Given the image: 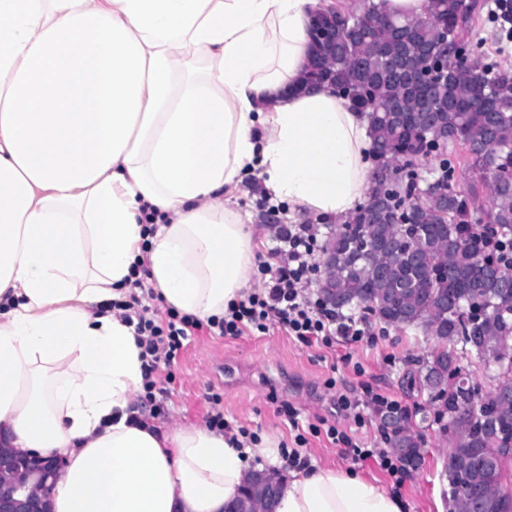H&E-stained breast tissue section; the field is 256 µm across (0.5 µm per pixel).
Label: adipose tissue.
<instances>
[{
	"label": "adipose tissue",
	"mask_w": 512,
	"mask_h": 512,
	"mask_svg": "<svg viewBox=\"0 0 512 512\" xmlns=\"http://www.w3.org/2000/svg\"><path fill=\"white\" fill-rule=\"evenodd\" d=\"M331 0H0V435L57 454L52 512H224L275 438L160 430L108 302L146 259L206 321L243 299L246 174L294 220L340 221L375 180L369 119L294 87ZM376 480L291 470L275 512H406Z\"/></svg>",
	"instance_id": "obj_1"
}]
</instances>
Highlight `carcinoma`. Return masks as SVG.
I'll use <instances>...</instances> for the list:
<instances>
[{
    "mask_svg": "<svg viewBox=\"0 0 512 512\" xmlns=\"http://www.w3.org/2000/svg\"><path fill=\"white\" fill-rule=\"evenodd\" d=\"M473 21L469 0H431L428 18L386 13L384 0L356 6L350 30L315 44L325 73L318 81L340 92L368 113L373 144L389 147V158L426 157L459 144L468 154L466 191L455 184V170L420 183L409 171L402 193L385 197L386 208L410 210L411 226L398 227L364 203L348 216V225L332 236L336 270L319 288L336 295L338 310L362 308L386 324L420 326L442 347L433 351L423 374L409 383L438 401L437 420L448 418L441 433L451 442L456 467L448 472L449 503L459 508L473 493L471 471L488 464L483 475L493 506L482 512H512L507 488L512 453V401L480 386L455 366L457 345L475 354L487 371H499L512 383V265L490 259L481 264L478 240L494 225L512 234V74L492 62L475 61L476 74L448 70L447 92L419 102L416 83L430 60L470 51L464 40ZM495 149L474 145L489 133ZM486 190L487 206L478 204ZM483 302L471 303L473 291ZM391 447L399 459L418 454L419 436L399 425L391 429Z\"/></svg>",
    "mask_w": 512,
    "mask_h": 512,
    "instance_id": "obj_1",
    "label": "carcinoma"
}]
</instances>
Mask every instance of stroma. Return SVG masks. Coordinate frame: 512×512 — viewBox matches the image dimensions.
<instances>
[{"label": "stroma", "mask_w": 512, "mask_h": 512, "mask_svg": "<svg viewBox=\"0 0 512 512\" xmlns=\"http://www.w3.org/2000/svg\"><path fill=\"white\" fill-rule=\"evenodd\" d=\"M474 22L468 35L477 56L512 70V44H500L499 28L490 17L491 0H474ZM256 175L245 177L236 200L241 213L252 216L256 257H265L273 245L278 225L266 221L264 194L256 189ZM369 332L352 345L307 347L280 327L267 333L236 338L205 331L189 337L172 367L173 383L156 395L163 411L154 422L160 428L173 424L205 422L210 397H221L224 418L231 428L244 427L256 435L276 437L293 444L295 433L282 411L293 405L300 423L325 418L354 441L381 448L380 414L365 408L364 425H356L337 405L341 395L360 392L362 384L392 397L408 409L409 425L420 436L423 466L410 472L402 487L373 462L352 463L341 445L326 437L310 438L303 453L309 463L355 469L386 488H398L408 512H448V479L445 466L451 445L435 421V406L427 392L409 385L407 376L418 371L436 345L434 337L416 327L397 328L366 315Z\"/></svg>", "instance_id": "1"}]
</instances>
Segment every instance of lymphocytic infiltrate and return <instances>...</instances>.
Wrapping results in <instances>:
<instances>
[{"label": "lymphocytic infiltrate", "mask_w": 512, "mask_h": 512, "mask_svg": "<svg viewBox=\"0 0 512 512\" xmlns=\"http://www.w3.org/2000/svg\"><path fill=\"white\" fill-rule=\"evenodd\" d=\"M318 248L317 237L310 226L279 227L275 246L257 266L261 288L231 303L223 318L205 322L171 308L167 309L165 318H157L152 306L156 294L145 284L149 274L147 263L139 261L138 276L126 299L113 302L112 307L119 311L124 323L134 328L144 361L143 400L155 402L158 379L173 382L171 367L185 340L202 329L218 336L239 337L253 331L264 333L270 326L277 325L307 346L316 344L330 348L339 342L350 345L361 342L366 330L359 321L328 307L312 291L317 271L313 256ZM321 434L332 443L341 444L345 456L352 461H375L395 485L405 481L407 470L397 457L383 448L357 444L332 424L325 427L308 424L306 430L295 435L294 448H281V459L291 467L306 465L300 449L307 444L309 436Z\"/></svg>", "instance_id": "lymphocytic-infiltrate-1"}]
</instances>
